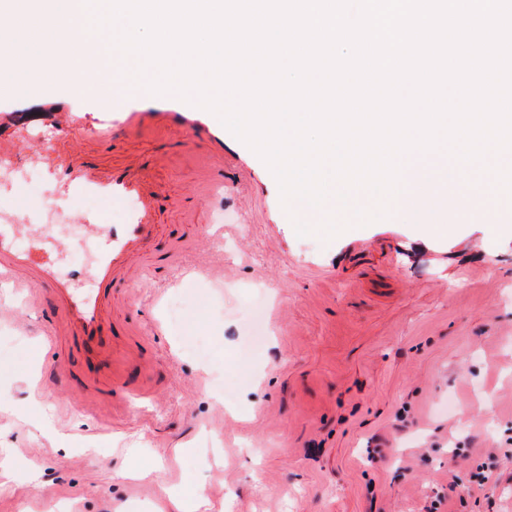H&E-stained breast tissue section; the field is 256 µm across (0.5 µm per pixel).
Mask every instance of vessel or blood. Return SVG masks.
Listing matches in <instances>:
<instances>
[{"mask_svg":"<svg viewBox=\"0 0 512 512\" xmlns=\"http://www.w3.org/2000/svg\"><path fill=\"white\" fill-rule=\"evenodd\" d=\"M153 229L154 215L147 203L140 205L136 220L123 225L121 232L110 231L104 224L92 225L91 231L98 238L103 256L91 273L97 283L96 290L79 297L51 263L37 261L32 252L15 248L17 225L0 224V274L13 276L17 288L28 294L35 285L50 286L62 307L67 336L88 349H100L109 343L111 332L103 314L102 295L108 291L114 272L138 254L141 243Z\"/></svg>","mask_w":512,"mask_h":512,"instance_id":"b4317fda","label":"vessel or blood"}]
</instances>
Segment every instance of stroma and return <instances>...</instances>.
Instances as JSON below:
<instances>
[{
	"instance_id": "obj_1",
	"label": "stroma",
	"mask_w": 512,
	"mask_h": 512,
	"mask_svg": "<svg viewBox=\"0 0 512 512\" xmlns=\"http://www.w3.org/2000/svg\"><path fill=\"white\" fill-rule=\"evenodd\" d=\"M45 98L0 92V141L16 146L0 217L23 225L21 246L63 229L51 258L93 264L81 219L122 223L127 202L43 194L79 164L105 180L136 168L158 229L114 278L101 351L66 336L47 286L27 300L0 277V448L31 473L0 483V512H164L166 490L197 488L206 512H424L452 483L441 512H512L511 235L458 220L418 250L415 225L385 220L301 237L213 113L130 89ZM206 429L219 447L200 445Z\"/></svg>"
}]
</instances>
